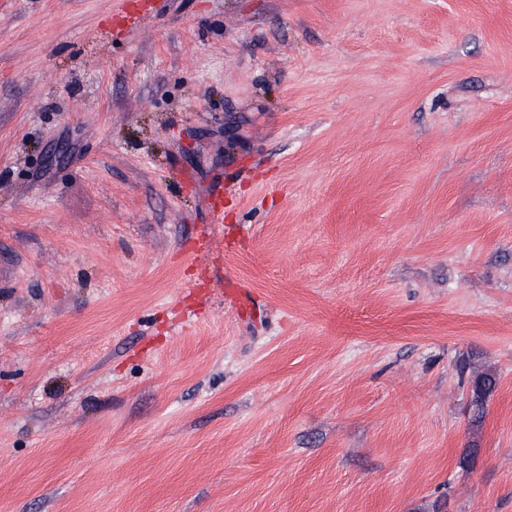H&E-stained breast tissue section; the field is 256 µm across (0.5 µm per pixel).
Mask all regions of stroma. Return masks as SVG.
<instances>
[{
	"label": "stroma",
	"mask_w": 512,
	"mask_h": 512,
	"mask_svg": "<svg viewBox=\"0 0 512 512\" xmlns=\"http://www.w3.org/2000/svg\"><path fill=\"white\" fill-rule=\"evenodd\" d=\"M127 2L0 10V512H512V0ZM496 386V379L493 375L484 374L474 381V401H473V418L475 421H481L484 418V401Z\"/></svg>",
	"instance_id": "obj_1"
}]
</instances>
